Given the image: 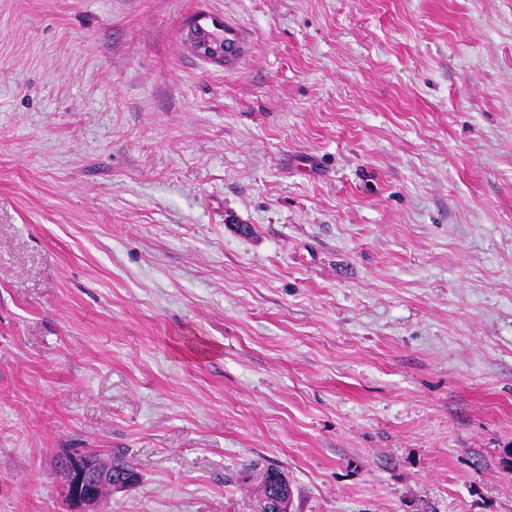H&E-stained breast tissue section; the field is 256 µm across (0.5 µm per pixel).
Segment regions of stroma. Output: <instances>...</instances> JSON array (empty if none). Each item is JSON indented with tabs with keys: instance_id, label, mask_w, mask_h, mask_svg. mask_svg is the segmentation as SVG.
Returning a JSON list of instances; mask_svg holds the SVG:
<instances>
[{
	"instance_id": "stroma-1",
	"label": "stroma",
	"mask_w": 512,
	"mask_h": 512,
	"mask_svg": "<svg viewBox=\"0 0 512 512\" xmlns=\"http://www.w3.org/2000/svg\"><path fill=\"white\" fill-rule=\"evenodd\" d=\"M77 450L98 512H512V0H0V512ZM224 29V23L216 21L212 22L211 27L197 25L190 34L194 53L204 61L215 63L237 57L240 52L239 42L230 29ZM86 455L102 466L106 472H112L115 480L130 479L132 485L138 481V473L134 463L127 459H111L109 462L101 459L96 452H86ZM85 456L71 455L73 484L66 488V496L74 505L76 512H88L86 507L98 503L102 494L97 488L96 477L92 461ZM284 491L292 495V489L286 476L277 469H266L262 479L261 512H274L273 503L279 493Z\"/></svg>"
}]
</instances>
